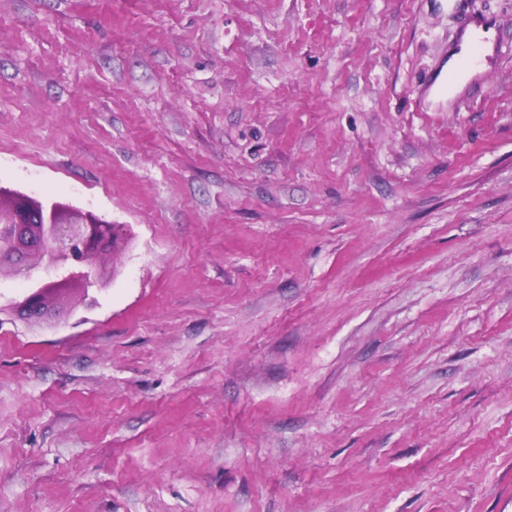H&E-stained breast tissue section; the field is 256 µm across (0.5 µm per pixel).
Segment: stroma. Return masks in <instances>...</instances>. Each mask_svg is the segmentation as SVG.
Instances as JSON below:
<instances>
[{"instance_id":"35a3bbf8","label":"stroma","mask_w":512,"mask_h":512,"mask_svg":"<svg viewBox=\"0 0 512 512\" xmlns=\"http://www.w3.org/2000/svg\"><path fill=\"white\" fill-rule=\"evenodd\" d=\"M0 187V512H512V0H0ZM491 26L481 17H472L468 25L460 34L458 43L459 50L465 45L464 57L472 62H480L489 60L492 55L488 53L491 46V38L489 36ZM114 226L91 212L65 210L27 195L4 203L0 190V273L28 280L37 273L63 271L24 294L19 305L41 314L49 295L68 289L72 282L92 286L91 274L112 255Z\"/></svg>"}]
</instances>
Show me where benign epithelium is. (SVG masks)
Returning a JSON list of instances; mask_svg holds the SVG:
<instances>
[{"instance_id":"7a95c632","label":"benign epithelium","mask_w":512,"mask_h":512,"mask_svg":"<svg viewBox=\"0 0 512 512\" xmlns=\"http://www.w3.org/2000/svg\"><path fill=\"white\" fill-rule=\"evenodd\" d=\"M114 226L91 212L65 210L27 195L0 199V273L28 280L37 273L61 271L29 289L19 305L39 315L49 295L73 282L93 285L91 274L112 253Z\"/></svg>"}]
</instances>
